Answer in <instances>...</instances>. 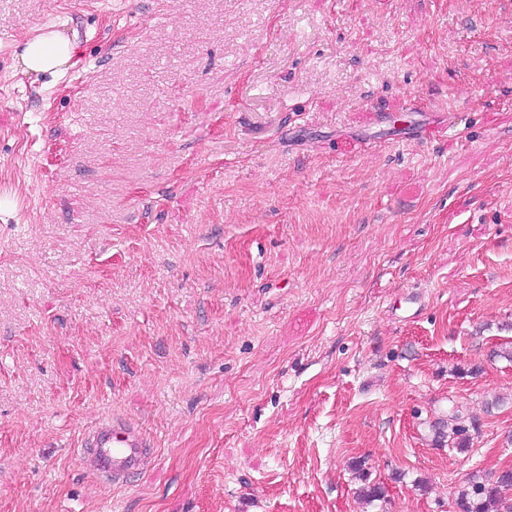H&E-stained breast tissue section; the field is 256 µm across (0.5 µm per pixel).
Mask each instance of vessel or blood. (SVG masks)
<instances>
[{"label":"vessel or blood","instance_id":"vessel-or-blood-1","mask_svg":"<svg viewBox=\"0 0 512 512\" xmlns=\"http://www.w3.org/2000/svg\"><path fill=\"white\" fill-rule=\"evenodd\" d=\"M435 132V126L418 117L405 128H389L387 138L394 142L427 139ZM154 457V444L143 429L115 414L99 418L83 434L77 450L79 464L93 480L112 488L133 485L148 471Z\"/></svg>","mask_w":512,"mask_h":512}]
</instances>
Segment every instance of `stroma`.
<instances>
[{"label":"stroma","instance_id":"obj_1","mask_svg":"<svg viewBox=\"0 0 512 512\" xmlns=\"http://www.w3.org/2000/svg\"><path fill=\"white\" fill-rule=\"evenodd\" d=\"M414 99L459 131L382 142ZM511 347L512 0H0V512H457ZM72 56L67 38L56 31L41 32L27 38L21 61L28 72L56 75L65 70ZM433 441L439 447L456 448L465 451L470 448L469 427L459 413H452L446 419H438L431 425ZM156 448L135 422L105 415L82 436L77 460L94 481L105 487L133 485L150 468Z\"/></svg>","mask_w":512,"mask_h":512}]
</instances>
